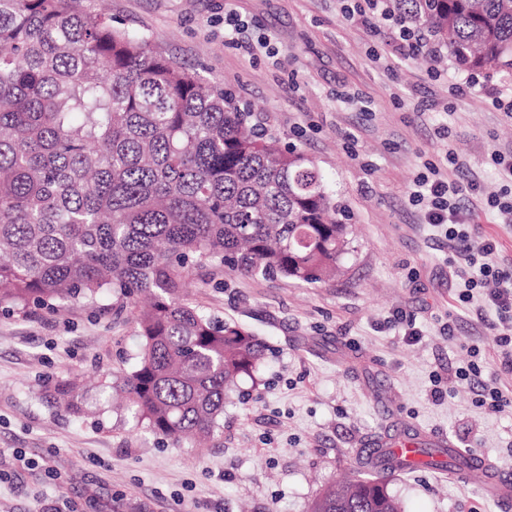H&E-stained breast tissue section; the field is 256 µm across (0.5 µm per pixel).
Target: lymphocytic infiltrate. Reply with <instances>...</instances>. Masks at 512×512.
I'll list each match as a JSON object with an SVG mask.
<instances>
[{
  "instance_id": "obj_1",
  "label": "lymphocytic infiltrate",
  "mask_w": 512,
  "mask_h": 512,
  "mask_svg": "<svg viewBox=\"0 0 512 512\" xmlns=\"http://www.w3.org/2000/svg\"><path fill=\"white\" fill-rule=\"evenodd\" d=\"M360 14L373 34L389 31L400 51L415 55L433 49L430 39L389 10L385 0H364ZM476 190L472 182L422 177L415 181L410 196L425 205L427 223L444 228L452 248L449 271H456L461 265L468 269L459 301H470L474 290L479 288L487 306L494 310L497 322L493 336L501 351V371L512 375V266L497 261L498 247L494 238L474 233L472 213L464 201Z\"/></svg>"
}]
</instances>
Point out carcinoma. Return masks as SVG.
<instances>
[{"label": "carcinoma", "instance_id": "1", "mask_svg": "<svg viewBox=\"0 0 512 512\" xmlns=\"http://www.w3.org/2000/svg\"><path fill=\"white\" fill-rule=\"evenodd\" d=\"M459 70L512 73V0H393ZM315 164L250 123L224 90L85 13L0 0V307L110 291L138 310L139 364L109 383L153 433L208 438L265 345L184 295L218 260L315 285L353 239ZM310 512H403L378 476L326 486Z\"/></svg>", "mask_w": 512, "mask_h": 512}]
</instances>
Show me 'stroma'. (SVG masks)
I'll return each instance as SVG.
<instances>
[{
	"instance_id": "35a3bbf8",
	"label": "stroma",
	"mask_w": 512,
	"mask_h": 512,
	"mask_svg": "<svg viewBox=\"0 0 512 512\" xmlns=\"http://www.w3.org/2000/svg\"><path fill=\"white\" fill-rule=\"evenodd\" d=\"M81 3L230 93L281 146L314 161L350 212L355 250L316 285L218 261L193 272L189 300L266 345L258 386L231 396L199 447L128 422L89 383L136 365L134 309L117 312L109 294L0 308V512H309L324 485L357 471L358 449L403 431L448 438L512 475V411L478 406L455 375L473 346L485 372L497 369L496 315L478 317L482 293L459 302L448 241L409 199L436 169L475 182V231L512 260V224L482 208L503 187L493 154L512 155V118L493 103L512 77L481 72L469 90L446 47L394 56L387 36L344 16L345 0ZM231 7L252 52L225 34ZM396 310L414 319L418 340L394 324ZM451 316L449 338L440 328ZM77 378L88 382L79 415L52 402ZM385 480L405 512H503L475 475L416 469Z\"/></svg>"
}]
</instances>
